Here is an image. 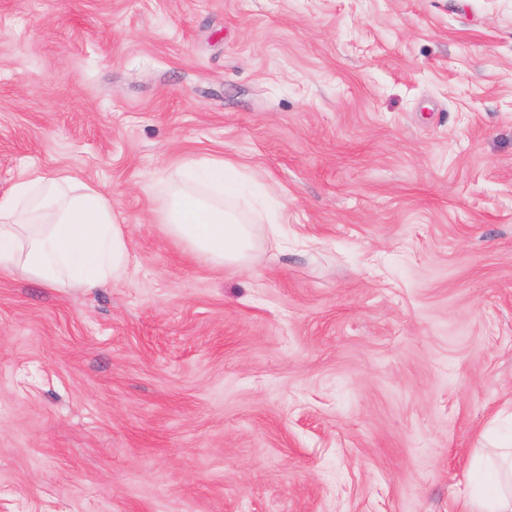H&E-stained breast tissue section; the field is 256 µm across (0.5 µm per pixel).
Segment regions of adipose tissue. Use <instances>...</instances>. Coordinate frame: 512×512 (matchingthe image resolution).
Listing matches in <instances>:
<instances>
[{"instance_id": "ef3b65f1", "label": "adipose tissue", "mask_w": 512, "mask_h": 512, "mask_svg": "<svg viewBox=\"0 0 512 512\" xmlns=\"http://www.w3.org/2000/svg\"><path fill=\"white\" fill-rule=\"evenodd\" d=\"M235 170L228 160H203L194 184L174 190L159 214L170 237L219 268L246 267L255 247L254 225L214 194ZM17 270L52 288L123 280L130 270L127 228L98 188L66 170H30L0 196V273ZM467 508L512 512V448L502 449Z\"/></svg>"}]
</instances>
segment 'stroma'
<instances>
[{
    "instance_id": "35a3bbf8",
    "label": "stroma",
    "mask_w": 512,
    "mask_h": 512,
    "mask_svg": "<svg viewBox=\"0 0 512 512\" xmlns=\"http://www.w3.org/2000/svg\"><path fill=\"white\" fill-rule=\"evenodd\" d=\"M214 156L240 270L158 220ZM32 169L133 262L0 275V512H462L512 438V0H0Z\"/></svg>"
}]
</instances>
